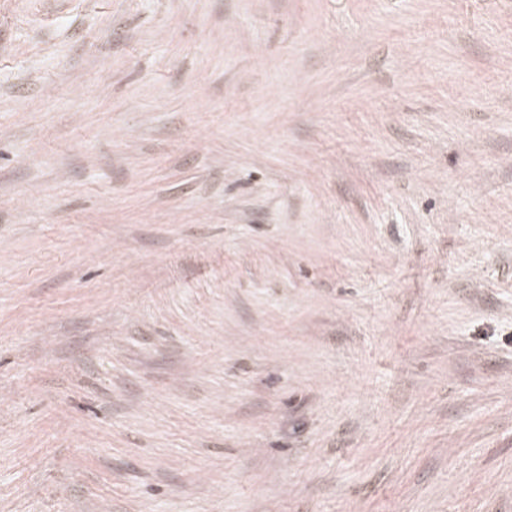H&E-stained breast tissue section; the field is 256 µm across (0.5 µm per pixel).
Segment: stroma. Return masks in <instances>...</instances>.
Returning a JSON list of instances; mask_svg holds the SVG:
<instances>
[{
    "label": "stroma",
    "instance_id": "35a3bbf8",
    "mask_svg": "<svg viewBox=\"0 0 512 512\" xmlns=\"http://www.w3.org/2000/svg\"><path fill=\"white\" fill-rule=\"evenodd\" d=\"M0 512H512V0H0Z\"/></svg>",
    "mask_w": 512,
    "mask_h": 512
}]
</instances>
